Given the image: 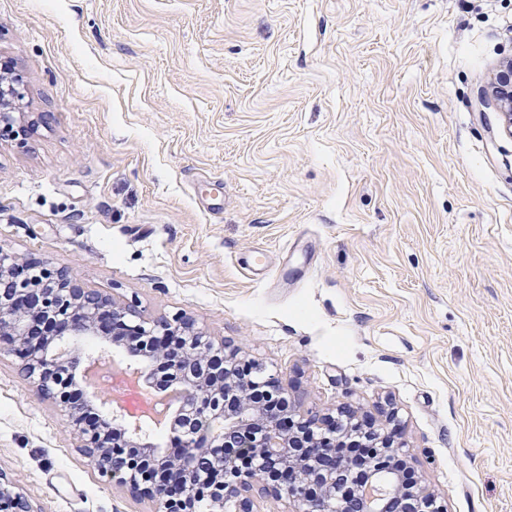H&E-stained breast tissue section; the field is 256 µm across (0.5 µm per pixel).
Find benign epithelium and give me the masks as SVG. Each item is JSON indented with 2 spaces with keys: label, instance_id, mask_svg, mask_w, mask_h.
<instances>
[{
  "label": "benign epithelium",
  "instance_id": "benign-epithelium-1",
  "mask_svg": "<svg viewBox=\"0 0 512 512\" xmlns=\"http://www.w3.org/2000/svg\"><path fill=\"white\" fill-rule=\"evenodd\" d=\"M512 137V58L497 65L484 90ZM21 96L0 79V125L18 121ZM95 339L79 359L71 345ZM123 348L121 373L139 384L157 361L164 380L180 394L175 426L179 454L148 441L139 419L89 380L98 364ZM11 347L41 396L58 405L78 434L80 451L97 472L131 498L161 505L157 512H195L203 502L214 512H258V501H288L290 512H448L426 486H402L398 465L412 457L397 441L398 411L373 420L359 407L339 406L303 414L298 396L279 375L240 350L215 344L183 315L149 320L133 302L83 287L46 261L26 262L0 253V350ZM81 376L92 392L80 402L60 398V374ZM100 401L102 426L120 430L136 451L165 471L162 481L144 480L131 454L85 429L81 409ZM356 433L371 451L358 460L339 457V439ZM0 512H37L0 472Z\"/></svg>",
  "mask_w": 512,
  "mask_h": 512
}]
</instances>
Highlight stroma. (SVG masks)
Wrapping results in <instances>:
<instances>
[{
  "label": "stroma",
  "instance_id": "obj_1",
  "mask_svg": "<svg viewBox=\"0 0 512 512\" xmlns=\"http://www.w3.org/2000/svg\"><path fill=\"white\" fill-rule=\"evenodd\" d=\"M512 0H0L31 132L0 249L183 314L303 412L392 404L448 512H512ZM262 250L259 274L240 261ZM0 352V472L42 512H154ZM484 94L496 105L503 132L512 137V58H504L485 87Z\"/></svg>",
  "mask_w": 512,
  "mask_h": 512
}]
</instances>
